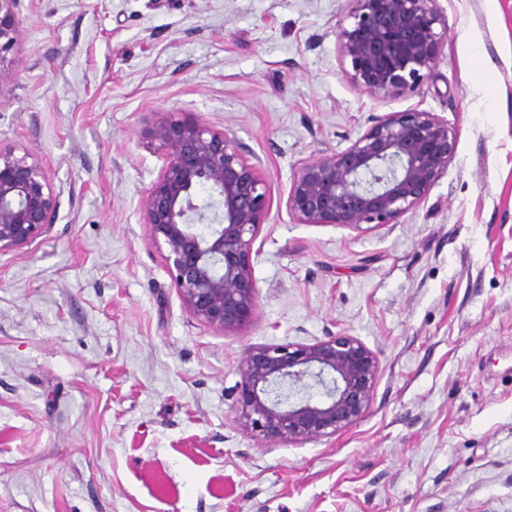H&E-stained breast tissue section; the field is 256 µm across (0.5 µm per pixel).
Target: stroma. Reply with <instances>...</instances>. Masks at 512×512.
<instances>
[{"label":"stroma","mask_w":512,"mask_h":512,"mask_svg":"<svg viewBox=\"0 0 512 512\" xmlns=\"http://www.w3.org/2000/svg\"><path fill=\"white\" fill-rule=\"evenodd\" d=\"M417 90L346 79L347 0H18L0 145L36 151L54 224L0 251V512H512V0H438ZM447 120L426 200L364 232L297 224L300 164L373 121ZM173 110L224 130L268 179L257 307L193 317L141 218ZM339 334L377 357L350 429L266 442L236 401L249 347Z\"/></svg>","instance_id":"1"}]
</instances>
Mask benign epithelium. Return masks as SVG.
<instances>
[{
	"instance_id": "1",
	"label": "benign epithelium",
	"mask_w": 512,
	"mask_h": 512,
	"mask_svg": "<svg viewBox=\"0 0 512 512\" xmlns=\"http://www.w3.org/2000/svg\"><path fill=\"white\" fill-rule=\"evenodd\" d=\"M337 40L349 83L375 97L419 88L438 60L447 22L438 0H347ZM0 0V86L15 79L3 53L22 36ZM150 145L163 159L141 202L150 240L166 250L173 287L196 319L223 330L257 306L251 256L270 207V187L224 133L180 112H153ZM455 150L448 123L430 112H391L345 150L302 164L285 206L297 224L354 231L391 224L423 202ZM208 190L198 202L197 189ZM50 169L26 147L0 146V250L20 247L56 220ZM204 226L206 233L198 231ZM375 355L355 336L315 344L260 345L240 367L236 410L264 441H306L359 421L378 376Z\"/></svg>"
}]
</instances>
